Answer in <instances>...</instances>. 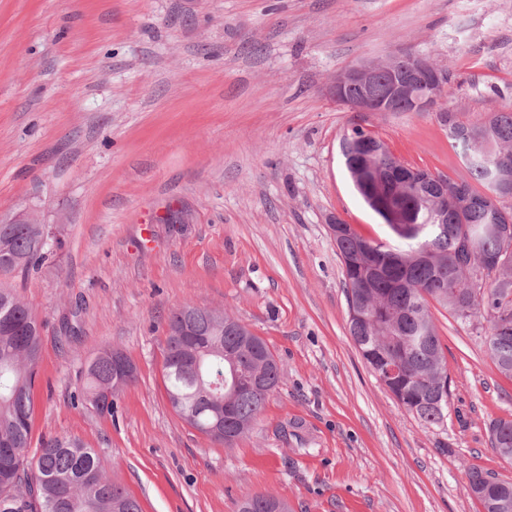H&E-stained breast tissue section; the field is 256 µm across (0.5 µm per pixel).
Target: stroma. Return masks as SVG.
Listing matches in <instances>:
<instances>
[{"instance_id":"35a3bbf8","label":"stroma","mask_w":512,"mask_h":512,"mask_svg":"<svg viewBox=\"0 0 512 512\" xmlns=\"http://www.w3.org/2000/svg\"><path fill=\"white\" fill-rule=\"evenodd\" d=\"M400 52L451 73L447 104L466 119L512 104V0H0V224L60 242L0 276L42 326L31 450L81 440L142 512H237L256 494L293 512H482L468 470L512 481L489 441L512 419V379L479 320L430 305L450 380L436 425L348 336L329 226L396 237L352 186L344 131L466 173L439 113L331 96L340 69ZM187 303L233 312L283 366L229 447L168 402L166 320ZM105 347L137 368L111 416L78 399Z\"/></svg>"}]
</instances>
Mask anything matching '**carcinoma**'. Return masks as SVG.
I'll return each mask as SVG.
<instances>
[{
	"label": "carcinoma",
	"mask_w": 512,
	"mask_h": 512,
	"mask_svg": "<svg viewBox=\"0 0 512 512\" xmlns=\"http://www.w3.org/2000/svg\"><path fill=\"white\" fill-rule=\"evenodd\" d=\"M443 123L468 132L469 139L448 137L468 177L458 211L444 224L427 223L429 211L414 212L426 225L421 239L391 245L371 241L348 224L337 223L334 242L340 258L348 304V331L369 368L377 375L389 365L400 373L386 382L398 403L421 421L434 425L448 411V373L436 325L430 313L435 301L458 320L482 317L487 351L498 371L512 378V200L490 207L492 171L512 168V106L486 122H471L450 111ZM366 139L385 159L391 155L378 136L354 123L342 143L359 160L358 141ZM478 237L484 260L469 261L462 251L467 238ZM44 224H0V274L38 267L50 250ZM204 308L184 305L168 318L163 343V378L173 410L192 428L215 443L231 445L258 422L268 396L280 381L281 364L260 337L242 336L224 327L223 318ZM196 332L179 336L183 325ZM42 348L35 312L10 288H0V512H141L138 501L106 474L98 454L76 439L57 437L27 459L33 415L32 389ZM108 348L87 368L81 400L100 413L112 414L114 403L100 404L99 395L134 383L137 369L114 375ZM261 381L253 391L229 402L224 419L227 437L211 433L223 409L224 386L232 381V365ZM492 450L512 461V419L489 428ZM469 481L493 483L477 497L483 512H512V482L480 469ZM272 497L242 501L238 512H270Z\"/></svg>",
	"instance_id": "1"
}]
</instances>
